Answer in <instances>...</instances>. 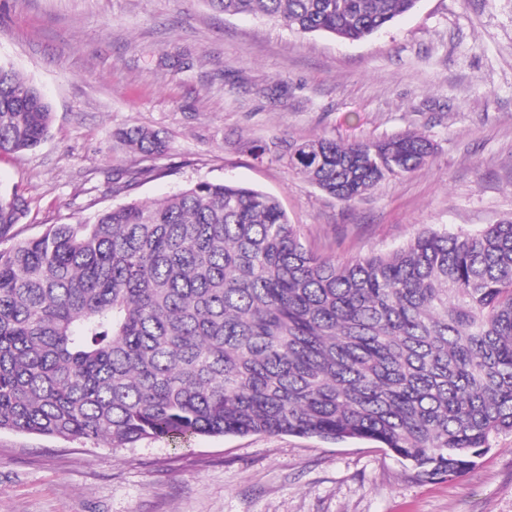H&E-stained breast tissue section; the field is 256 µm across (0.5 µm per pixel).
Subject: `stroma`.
<instances>
[{"mask_svg":"<svg viewBox=\"0 0 512 512\" xmlns=\"http://www.w3.org/2000/svg\"><path fill=\"white\" fill-rule=\"evenodd\" d=\"M0 61L54 112L32 151L0 157V194L29 211L16 239L199 180L280 200L306 242L339 261L423 227L512 219V0H420L355 42L213 12L206 0H0ZM160 130L148 179L114 134ZM425 134L430 162L352 205L295 174L272 138ZM0 512H512V433L458 477L417 480L370 440L200 436L133 448L0 431Z\"/></svg>","mask_w":512,"mask_h":512,"instance_id":"stroma-1","label":"stroma"}]
</instances>
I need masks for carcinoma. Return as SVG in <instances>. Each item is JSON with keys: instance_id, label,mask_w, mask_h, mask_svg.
I'll return each mask as SVG.
<instances>
[{"instance_id": "cac0c4a2", "label": "carcinoma", "mask_w": 512, "mask_h": 512, "mask_svg": "<svg viewBox=\"0 0 512 512\" xmlns=\"http://www.w3.org/2000/svg\"><path fill=\"white\" fill-rule=\"evenodd\" d=\"M300 34L359 41L420 0H206ZM53 116L0 63V156ZM147 159L160 131L116 133ZM293 171L350 205L425 166L415 132L273 141ZM28 209L0 195V430L132 448L198 436L368 439L420 479L469 470L512 432V220L427 227L347 262L317 255L279 201L202 180L14 240Z\"/></svg>"}]
</instances>
